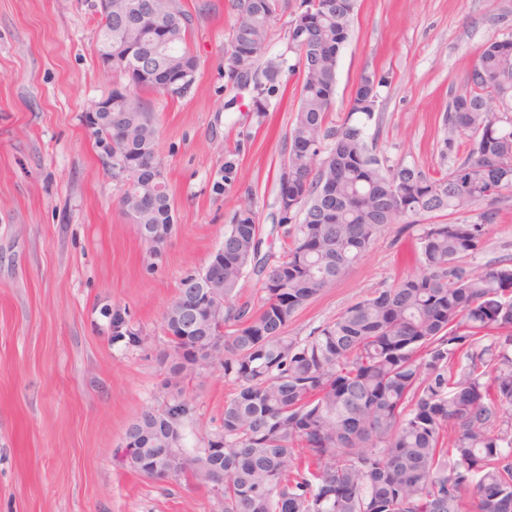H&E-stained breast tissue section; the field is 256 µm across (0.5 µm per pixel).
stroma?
Here are the masks:
<instances>
[{
    "mask_svg": "<svg viewBox=\"0 0 512 512\" xmlns=\"http://www.w3.org/2000/svg\"><path fill=\"white\" fill-rule=\"evenodd\" d=\"M98 0H0V512H224L181 475L147 477L123 460L126 428L176 394L194 405L180 450L202 455L222 431L234 391L222 368L167 386L171 351L163 314L181 279L224 240L238 193L217 196L225 150H241L240 191H251L262 251L273 233L284 136L300 76L285 73L267 122L224 69L229 0H182L196 17L188 45L199 63L193 90L143 100L158 119V153L174 210L170 237L150 252L120 209L119 183L83 120L114 81L95 46ZM512 38V0H357L336 69L332 117L347 115L363 70L388 80L367 142L388 164L426 172L463 160L466 139L442 152L441 117L490 38ZM412 231L391 224L333 287L289 323L306 337L348 306L417 273ZM512 259V192L499 203L483 248L459 258L480 270ZM124 313L138 342L112 337L104 309Z\"/></svg>",
    "mask_w": 512,
    "mask_h": 512,
    "instance_id": "stroma-1",
    "label": "stroma"
}]
</instances>
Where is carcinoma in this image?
<instances>
[{"instance_id":"carcinoma-1","label":"carcinoma","mask_w":512,"mask_h":512,"mask_svg":"<svg viewBox=\"0 0 512 512\" xmlns=\"http://www.w3.org/2000/svg\"><path fill=\"white\" fill-rule=\"evenodd\" d=\"M140 0H112L101 17L97 53L109 45L135 48L159 60L142 77L120 54L112 69L133 94L170 98L196 82L188 38L194 15L180 0H157L146 19ZM356 0H232L229 46L250 69L228 68L251 91L256 124L264 122L280 88L285 61L264 59L270 28L285 22L288 49L299 71L298 107L287 161L278 179L275 231L282 253L260 255L258 214L244 192L224 232L223 313L194 337L174 323L169 305L163 327L180 363L170 374L192 379L213 339L236 391L224 404L223 432L207 447L224 449V512H512V261L483 270L456 264L483 245L497 204L512 191V39L491 38L469 69L464 86L442 117L446 137L468 138L466 159L435 174L415 164L391 166L369 149L385 77L362 71L346 118L330 119L340 51L349 40ZM114 125L92 130L99 141L121 130L112 174L144 169L134 192L121 184L118 204L136 210L138 225L174 223L168 192L153 178L162 171L157 119L144 101L112 97ZM239 163L224 154L216 194L239 191ZM479 209L469 224H418V218ZM389 224L418 228L421 272L399 279L349 306L304 339L286 334L288 322L331 287ZM265 274L257 304L240 303L236 288L249 268ZM194 407L178 398L160 412L145 411L128 427L139 448H169L171 426ZM197 459L182 458L175 475L205 486L210 475ZM129 465L156 479L146 455Z\"/></svg>"}]
</instances>
